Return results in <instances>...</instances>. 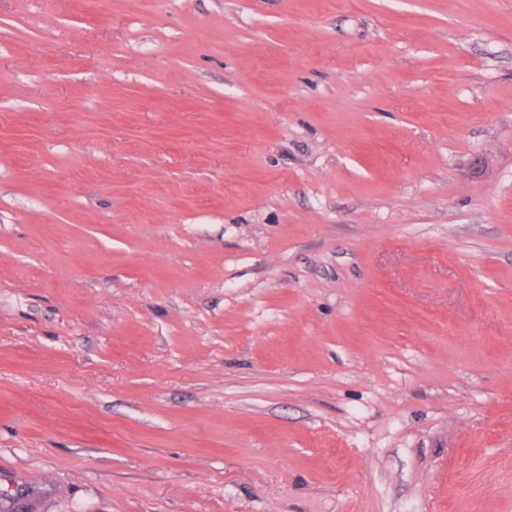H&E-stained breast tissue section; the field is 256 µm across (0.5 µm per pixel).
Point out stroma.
I'll return each instance as SVG.
<instances>
[{
	"mask_svg": "<svg viewBox=\"0 0 512 512\" xmlns=\"http://www.w3.org/2000/svg\"><path fill=\"white\" fill-rule=\"evenodd\" d=\"M512 512V0H0V512Z\"/></svg>",
	"mask_w": 512,
	"mask_h": 512,
	"instance_id": "1",
	"label": "stroma"
}]
</instances>
